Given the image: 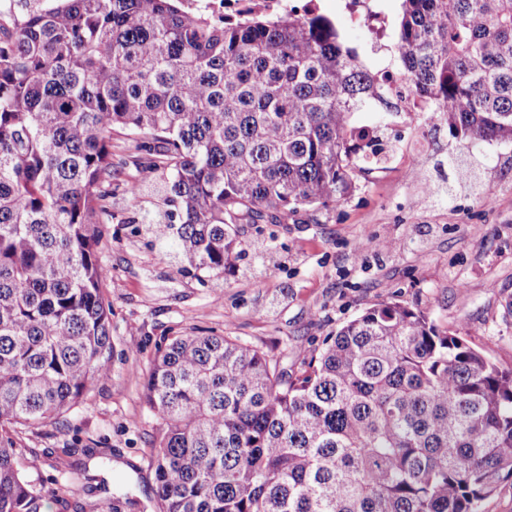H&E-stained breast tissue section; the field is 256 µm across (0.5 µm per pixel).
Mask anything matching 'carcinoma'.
<instances>
[{"instance_id":"cac0c4a2","label":"carcinoma","mask_w":512,"mask_h":512,"mask_svg":"<svg viewBox=\"0 0 512 512\" xmlns=\"http://www.w3.org/2000/svg\"><path fill=\"white\" fill-rule=\"evenodd\" d=\"M414 93L455 136L512 142V0H402ZM380 98L317 9L217 23L182 0H44L0 24V512H43L20 435L110 371L112 132L190 267L224 273L235 224H282L356 189L353 113ZM178 223H173V220ZM145 398L159 512H480L512 478V369L383 301L295 368L216 334L173 336Z\"/></svg>"}]
</instances>
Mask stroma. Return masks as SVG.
Masks as SVG:
<instances>
[{
    "label": "stroma",
    "mask_w": 512,
    "mask_h": 512,
    "mask_svg": "<svg viewBox=\"0 0 512 512\" xmlns=\"http://www.w3.org/2000/svg\"><path fill=\"white\" fill-rule=\"evenodd\" d=\"M349 0H317L343 41L370 69H400L396 22L401 0H377L383 39L352 21ZM352 126L378 125L389 158L359 179L336 208L287 223L241 224L245 250L224 275L191 269L142 222L158 203L132 201L128 182L140 153L112 140V221L99 225L110 305V373L84 403L24 440L39 464L28 479L44 512H112L116 497L157 512L153 460L160 420L144 386L166 338L204 331L299 362L365 308L396 299L424 312L504 368L512 367V144H469L430 112H394L383 101L352 115ZM460 154L482 183L438 196L456 180L448 158ZM381 239L390 250L376 248Z\"/></svg>",
    "instance_id": "35a3bbf8"
}]
</instances>
